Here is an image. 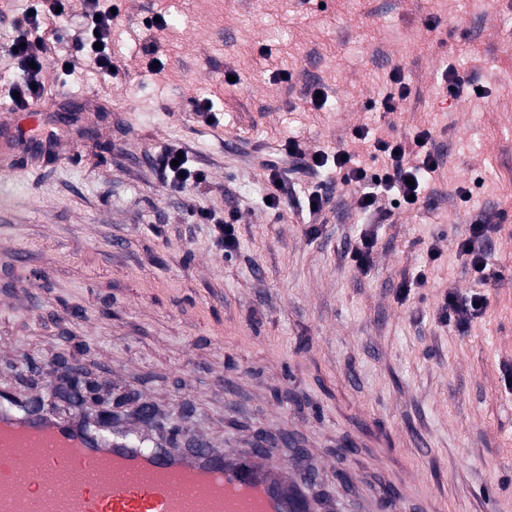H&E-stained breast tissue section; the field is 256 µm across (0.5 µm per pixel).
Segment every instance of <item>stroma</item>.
<instances>
[{
	"label": "stroma",
	"instance_id": "stroma-1",
	"mask_svg": "<svg viewBox=\"0 0 512 512\" xmlns=\"http://www.w3.org/2000/svg\"><path fill=\"white\" fill-rule=\"evenodd\" d=\"M118 6V78L48 71L36 110L61 154L19 152L0 170V390L53 400L30 359L75 363L127 396L122 417L180 407L215 447L263 437L288 460L305 449L342 512H512V0ZM158 12L175 25L146 29ZM149 40L162 74L142 56ZM395 71L411 93L389 113ZM311 85L328 96L317 112L304 105ZM198 96L219 126L190 111ZM361 126L431 129L444 165L427 202L373 225L351 188L328 183L312 229L298 174L280 209L263 205L262 162L286 138L333 153ZM171 144L206 171L205 205L236 215L235 249L161 184L153 160ZM486 219L499 226L488 306L461 331L441 298L473 288L456 243ZM368 226L363 273L347 249ZM421 269L427 283L398 300Z\"/></svg>",
	"mask_w": 512,
	"mask_h": 512
}]
</instances>
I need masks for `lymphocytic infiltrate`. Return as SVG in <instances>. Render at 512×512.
Returning a JSON list of instances; mask_svg holds the SVG:
<instances>
[{"label":"lymphocytic infiltrate","mask_w":512,"mask_h":512,"mask_svg":"<svg viewBox=\"0 0 512 512\" xmlns=\"http://www.w3.org/2000/svg\"><path fill=\"white\" fill-rule=\"evenodd\" d=\"M114 0H81L78 26L74 32L72 50L65 55L49 56L42 36L47 22L62 21L71 12V0H31L29 11L15 21L16 35L13 59L18 71L12 90L16 92L17 107H26L41 100L45 94L47 70L65 73L67 68L89 67L100 74L111 75L112 29L116 16ZM432 133L422 129L406 137H396L390 132L370 133L368 128L355 129L353 150L347 153L311 154L303 149L298 139H285L282 151L289 158V172L316 174L334 168L343 185L352 188L360 213L376 214L387 219L390 209L383 207L384 199H392L399 206L412 209L424 199L426 179L444 165L441 154L430 146ZM179 146L167 147L156 159L162 183L169 191L188 194L207 180L204 170L194 165L190 157L179 154ZM367 152L377 160L378 168L372 169L359 160L360 152ZM270 183L284 181L286 173L274 164H267ZM494 227L490 224H473L468 235L457 244L460 255L466 256L474 273L476 290L470 295L459 296L448 291L443 296V319L455 320L465 326L479 318L486 310L488 296L484 291L489 282V256L482 247Z\"/></svg>","instance_id":"lymphocytic-infiltrate-1"}]
</instances>
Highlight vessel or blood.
<instances>
[{
  "mask_svg": "<svg viewBox=\"0 0 512 512\" xmlns=\"http://www.w3.org/2000/svg\"><path fill=\"white\" fill-rule=\"evenodd\" d=\"M38 119L19 112L0 133L28 138ZM272 455L164 448L135 421L110 435L46 411L1 407L0 512H310L292 463H272Z\"/></svg>",
  "mask_w": 512,
  "mask_h": 512,
  "instance_id": "b4317fda",
  "label": "vessel or blood"
}]
</instances>
